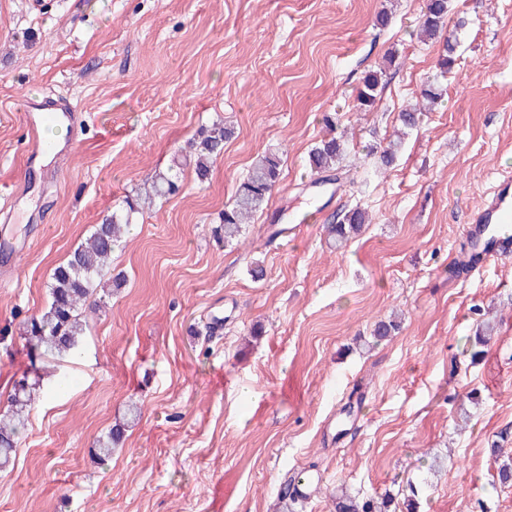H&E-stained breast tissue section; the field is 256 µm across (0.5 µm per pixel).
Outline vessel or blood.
<instances>
[{
    "label": "vessel or blood",
    "instance_id": "vessel-or-blood-1",
    "mask_svg": "<svg viewBox=\"0 0 512 512\" xmlns=\"http://www.w3.org/2000/svg\"><path fill=\"white\" fill-rule=\"evenodd\" d=\"M23 121L31 142L32 155L51 153L52 147L39 138V130L47 124L64 125L72 139L83 133L84 120L69 103L59 97L27 99ZM467 239H480L479 248L468 251L464 261L468 270L482 268L493 258L512 257V171H498L487 190L482 205L469 216L465 227Z\"/></svg>",
    "mask_w": 512,
    "mask_h": 512
}]
</instances>
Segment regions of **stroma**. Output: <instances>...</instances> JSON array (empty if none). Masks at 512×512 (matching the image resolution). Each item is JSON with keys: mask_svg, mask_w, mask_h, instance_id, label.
<instances>
[{"mask_svg": "<svg viewBox=\"0 0 512 512\" xmlns=\"http://www.w3.org/2000/svg\"><path fill=\"white\" fill-rule=\"evenodd\" d=\"M423 0H0V391L40 383L0 512H330L343 487L421 512H512L492 443L512 457V258L450 274L462 228L498 170H512V0H450L468 16L443 100L390 168L377 157L434 72L417 36ZM392 14L376 24L381 10ZM373 112L353 109L389 50ZM56 94L87 121L66 155L26 167L25 97ZM348 133L317 175L324 116ZM233 134L198 182L188 143L214 121ZM282 159L266 209L240 241L213 235L257 155ZM177 165L112 254L124 276L91 316L80 356L31 360L24 322L56 266L145 178ZM370 222L329 241L333 215ZM261 264L254 280L249 269ZM497 321L479 360L470 339ZM400 328L363 346L376 322ZM135 419H128L130 406ZM126 422L99 460L97 440ZM443 465L430 470L434 457ZM346 155L343 136L321 140L310 151L309 165L317 173L328 172L339 165Z\"/></svg>", "mask_w": 512, "mask_h": 512, "instance_id": "1", "label": "stroma"}]
</instances>
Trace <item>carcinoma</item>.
Listing matches in <instances>:
<instances>
[{"mask_svg": "<svg viewBox=\"0 0 512 512\" xmlns=\"http://www.w3.org/2000/svg\"><path fill=\"white\" fill-rule=\"evenodd\" d=\"M449 0H427L418 17V29L425 39L442 43L436 62V74L420 91L419 98L407 105L398 115L404 131L390 141L383 150L381 165L392 164L401 151L406 131L417 127L420 114L431 109L438 101L436 84L448 74L454 62L459 31L465 28L462 18L455 23V30L446 34ZM387 67L368 71L355 95L356 111L372 112L380 102L381 87L387 76L386 68L400 65L396 52H387ZM232 130L223 121H215L201 129L190 143L195 160V173L201 182L208 178L210 162L224 152V142ZM346 155L345 141L341 137L321 140L310 151L309 165L317 173L328 172L340 164ZM281 159L272 151L259 155L251 164L247 175L239 182L232 203L224 207L220 229L224 242L241 236L243 227L255 213L263 210L280 176ZM179 174L173 169L158 171L146 178L139 190L140 199L151 204L159 198L172 195L178 189ZM138 212V202L127 203V208L117 209L103 223L94 227L92 234L74 248L63 265L58 266L50 283V301L41 312L23 326L21 338L30 351L39 355L76 358L80 355L83 337L89 328L88 314L99 312L106 304V294L100 292L101 284L109 272L112 252L118 243L123 226L133 223ZM368 213L360 208L350 210L327 225L329 236L338 244L347 242L361 226L368 223ZM39 400L37 384L23 377L14 382L7 395V409L0 413V470L10 467L18 448L25 421L34 404ZM123 437L121 426L113 427L98 440L97 454L107 460ZM392 498L378 502L372 497H358L338 489L334 497L335 512H388Z\"/></svg>", "mask_w": 512, "mask_h": 512, "instance_id": "carcinoma-1", "label": "carcinoma"}]
</instances>
